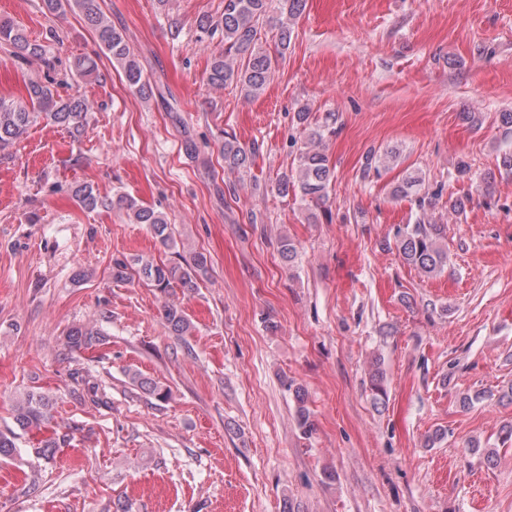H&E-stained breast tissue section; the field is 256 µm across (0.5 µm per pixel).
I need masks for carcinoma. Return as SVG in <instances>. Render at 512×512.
I'll list each match as a JSON object with an SVG mask.
<instances>
[{
    "instance_id": "cac0c4a2",
    "label": "carcinoma",
    "mask_w": 512,
    "mask_h": 512,
    "mask_svg": "<svg viewBox=\"0 0 512 512\" xmlns=\"http://www.w3.org/2000/svg\"><path fill=\"white\" fill-rule=\"evenodd\" d=\"M307 0H224V13L218 19L206 18L199 23L204 31L224 30V50L212 57L207 74V83L214 88L236 84L246 97H257L272 78L279 61L288 52L293 34V22L300 17ZM50 13H56L66 5L73 9L95 32L102 48L120 66L127 86L136 94L147 98L150 85L135 55L126 43L122 31L112 26L101 8V0H43ZM275 22L274 52L263 47L266 39L265 25ZM0 43L10 48V54L21 64L44 63L45 49L32 40L25 30L7 20L0 21ZM28 100L18 103L0 97V149L19 141L28 128L42 119L63 127L72 133L83 129L88 106L80 96L63 98L54 92L51 84L32 81L27 86ZM297 123L305 133V142L298 157L299 182L282 176L276 191L282 196L293 193L307 205L320 206L328 199L329 188L334 181V171L326 154V141L336 135V113L328 112L321 119L312 117L307 106L296 112ZM218 153L224 161V169L235 172L247 169L258 146H245L233 135L224 134L217 144ZM422 177L407 175L392 190L395 199L408 197L421 185ZM442 188L426 192L417 198L422 215L413 224L397 228L394 246L403 261L430 277L444 270L448 263V252L442 244L444 225L437 224L427 216V210L435 207ZM79 206L88 211L110 209L116 205L123 209L132 224H145L153 236L166 247L174 245L172 225L167 216L125 194L114 199L101 196L90 184H82L73 190ZM207 257L200 251L193 252L179 262H153L141 256L115 258L112 261V278L118 282L128 280L132 274L149 282L161 293L179 286L185 289L197 287V277L206 272ZM162 317L168 329L176 336H189L193 324L180 304L167 301L163 305ZM108 343L107 334L93 328L73 327L65 336V346L70 351H82ZM132 382L145 387L157 399L163 401L169 392L157 382L143 379L136 371L128 373ZM386 378L380 367H375L370 376V390L376 402L385 400ZM296 420L298 428L306 437L315 431V423L306 406L305 391L294 388ZM55 402L43 392L27 391L14 403L13 422L25 434L41 432L50 425ZM13 430L0 431V459L13 460L21 456ZM67 439L58 433L40 441L33 449L38 457L49 458L56 449L66 444Z\"/></svg>"
}]
</instances>
